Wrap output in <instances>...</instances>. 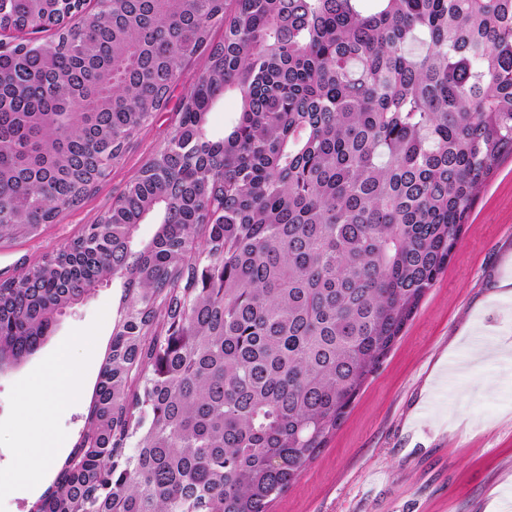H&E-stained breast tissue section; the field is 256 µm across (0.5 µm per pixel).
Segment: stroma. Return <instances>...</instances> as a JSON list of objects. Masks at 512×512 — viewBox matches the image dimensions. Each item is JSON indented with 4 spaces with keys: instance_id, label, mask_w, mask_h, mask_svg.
<instances>
[{
    "instance_id": "obj_1",
    "label": "stroma",
    "mask_w": 512,
    "mask_h": 512,
    "mask_svg": "<svg viewBox=\"0 0 512 512\" xmlns=\"http://www.w3.org/2000/svg\"><path fill=\"white\" fill-rule=\"evenodd\" d=\"M204 69L196 59L179 71L174 92L77 206L31 238L0 243V278H9L77 236L107 212L125 183L159 148L177 118L179 101ZM512 279V156L476 199L447 269L421 300L399 340L368 379L346 418L316 459L271 512H512V299H495ZM123 298L103 285L66 309L42 348L0 373V512H31L37 494L8 476L27 454L20 423L49 421L72 449L95 393ZM494 353L472 358L477 332ZM86 380L63 408L22 404L25 391L46 388V360L60 344ZM455 369L432 390L447 359Z\"/></svg>"
}]
</instances>
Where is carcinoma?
Instances as JSON below:
<instances>
[{
	"label": "carcinoma",
	"instance_id": "obj_1",
	"mask_svg": "<svg viewBox=\"0 0 512 512\" xmlns=\"http://www.w3.org/2000/svg\"><path fill=\"white\" fill-rule=\"evenodd\" d=\"M362 2L112 0L90 36L0 51V240L82 201L204 59L112 208L0 281V372L96 285L124 289L32 512H270L447 268L512 156V0ZM229 91L241 109L215 137ZM240 109V99L234 94H227L219 101L208 114V127L216 136H222L224 129H228Z\"/></svg>",
	"mask_w": 512,
	"mask_h": 512
}]
</instances>
